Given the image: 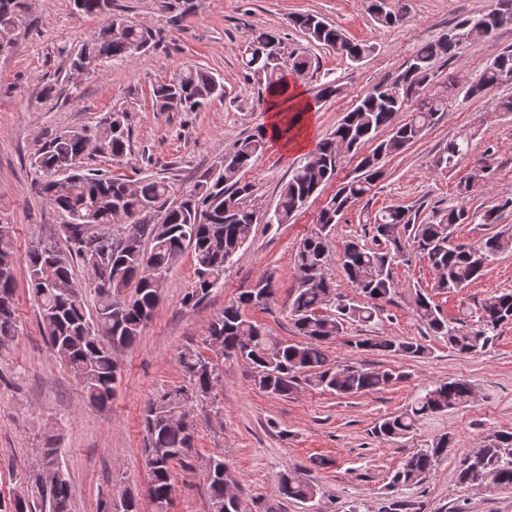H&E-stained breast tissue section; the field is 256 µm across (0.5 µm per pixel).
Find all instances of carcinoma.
<instances>
[{"label": "carcinoma", "mask_w": 512, "mask_h": 512, "mask_svg": "<svg viewBox=\"0 0 512 512\" xmlns=\"http://www.w3.org/2000/svg\"><path fill=\"white\" fill-rule=\"evenodd\" d=\"M72 3L75 14L100 17L103 26L71 56V72L86 59L98 67L113 59L134 58L156 44V32L113 13L112 0ZM367 10L383 27L403 19L402 10L388 8L386 0H367ZM26 12L27 0H0V48L13 46L17 25ZM114 22L123 24L119 37L112 36ZM290 24L310 42L329 47L352 62H360L376 50L369 42L351 40L314 13H296ZM505 25H512V0H496L494 8L460 19L437 40L421 45L396 78L374 85L361 97L318 144L313 156L281 185L269 215L274 224L290 223L312 196L336 182V191L319 210L317 228L301 240L294 256L297 287L289 316L301 340L279 339L245 315V308H264L276 295L273 277L263 275L208 322L205 342L218 347L215 356H206L191 346L178 353L183 380L150 397L142 412L148 471L145 499L153 505V512H168L175 464L201 472L209 512H236L226 494L230 479L224 455L203 458L194 448L195 409L207 405L213 413L221 412L217 390L224 384V366L246 365L260 390L280 397L293 394L302 383L336 396L381 391L401 374L329 361L323 344L342 333L343 322L366 324L379 317L382 303L399 290L394 269L409 264L415 255L427 260L434 273V290L450 294L468 287L483 275L487 265L512 252V227L492 233L475 246L450 243L454 228L460 224L498 223V206L472 209L460 202L435 223L420 222L410 208L394 205L374 217L372 231L378 247L351 240L340 255L347 286L357 299L339 292L333 279L327 277L329 233L385 175L381 160L421 139L448 111V98L431 91L438 59L459 57L466 43L491 38ZM243 62L247 77L269 94L286 93V71L302 76L311 67L305 56L284 57L281 38L269 32L248 37ZM505 81H512V46L485 66L479 78L467 86L465 97H483ZM223 95L221 81L193 67L152 88L153 104L167 112H199ZM401 112L409 113L403 122L397 121ZM129 113L119 108L94 125L92 136L100 153L119 160L129 151ZM383 130L388 134L381 138ZM85 132L83 128L56 134L31 160L38 192L53 208L65 213L68 221L60 226L61 240H39L31 245L27 286L51 349L86 398L105 406L118 380L114 352L136 344L158 307L168 271L182 254L191 251L196 276L194 288L185 293L182 303L195 307L220 285L224 272L249 240L253 226L259 223L260 210L254 204V185L239 174L257 162L266 149V138L259 130L238 140L175 199L172 186L162 178L144 177L130 184L86 164L77 172L69 171L76 159L91 158ZM475 137L476 133L467 131L448 141L436 158V167L455 170L469 155ZM367 144L373 148L361 157L360 174L337 180L344 154L357 153ZM148 204L157 208L160 222L139 221V212ZM119 210L129 223L116 231L115 212ZM77 263L89 273L83 287L76 282ZM127 289L130 293L126 295ZM16 290L14 228L9 219L0 217V348L19 335ZM89 295L94 304L91 313L86 312ZM328 309L334 311V317L323 315ZM414 311L430 335L443 339L460 354L475 355L493 343L502 324L512 322V291L487 295L480 315L472 322L444 315L421 290L415 292ZM354 347L381 356L422 357L428 352L418 341L389 336L358 339ZM471 395L472 386L465 379L435 381L411 405L378 422L373 434L382 440L405 438L423 417L458 408L468 403ZM450 443V437L443 434L413 453L391 477L392 485L421 483L448 455ZM488 473L494 474L498 485L512 488V431H498L458 467L463 485H480ZM22 484L17 494L0 498V512H35L38 508L71 512V481L63 468L52 475L32 469L25 473ZM278 491L283 498L302 503L314 501L317 495L313 485L288 470L279 476ZM141 505L140 497L132 493L117 501L108 495L100 498L98 510L141 512Z\"/></svg>", "instance_id": "1"}]
</instances>
